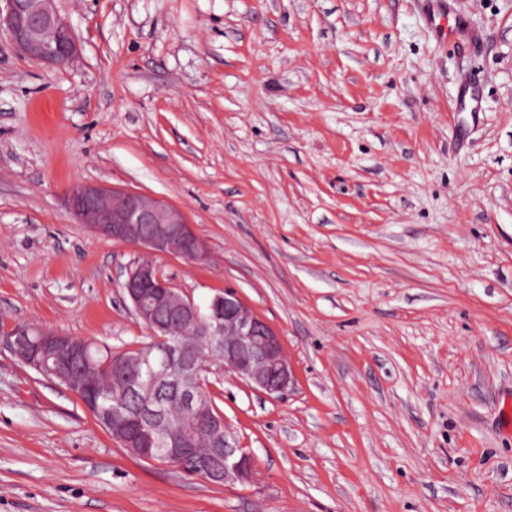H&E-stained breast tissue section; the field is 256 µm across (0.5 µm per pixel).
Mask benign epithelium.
Masks as SVG:
<instances>
[{"mask_svg": "<svg viewBox=\"0 0 512 512\" xmlns=\"http://www.w3.org/2000/svg\"><path fill=\"white\" fill-rule=\"evenodd\" d=\"M55 0H0V28L10 34L17 48L28 58L65 64L77 54L78 43L69 24L62 19ZM71 214L95 233L134 247L149 255H173L204 261L209 249L175 206L138 192L122 191L105 184H84L69 195ZM136 316L150 329L162 332L159 342L142 348L138 357L141 372L125 369V360H114V373L121 391L140 401L132 419L142 447L133 449L136 458L182 469L186 457L203 460V478L231 487L254 478L252 455L237 445L226 420L199 421L197 431L208 435L209 444L197 445V435L177 437L172 429L182 425L167 406L176 396L183 410L202 415L200 387L204 377L192 359L197 347L208 350L205 361L224 365V371L270 397L286 395L294 385V371L285 357L280 335L255 314L232 290H220L212 297L209 316L202 320L193 299L165 278L146 258L133 260L126 268L122 285ZM195 326L201 344L178 342L177 329ZM38 340L33 341L31 337ZM0 347L20 363L33 353L52 358L55 373L63 380L72 370L92 375L87 343L56 330L28 323L0 327Z\"/></svg>", "mask_w": 512, "mask_h": 512, "instance_id": "obj_1", "label": "benign epithelium"}]
</instances>
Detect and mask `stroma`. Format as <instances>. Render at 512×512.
I'll return each instance as SVG.
<instances>
[{
  "instance_id": "obj_1",
  "label": "stroma",
  "mask_w": 512,
  "mask_h": 512,
  "mask_svg": "<svg viewBox=\"0 0 512 512\" xmlns=\"http://www.w3.org/2000/svg\"><path fill=\"white\" fill-rule=\"evenodd\" d=\"M453 3L483 44L438 46L418 0H57L63 66L0 30V324L148 336L136 250L68 211L105 183L181 209L210 259L156 265L234 289L296 374L278 400L212 367L255 466L224 488L0 351V512H512V0ZM481 97L476 84L465 80L455 103L456 112H480Z\"/></svg>"
}]
</instances>
